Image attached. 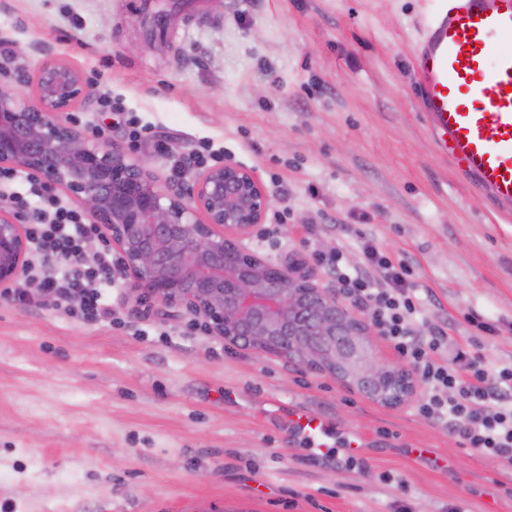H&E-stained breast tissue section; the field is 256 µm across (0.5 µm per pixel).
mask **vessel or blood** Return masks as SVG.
Here are the masks:
<instances>
[{"label": "vessel or blood", "instance_id": "b4317fda", "mask_svg": "<svg viewBox=\"0 0 512 512\" xmlns=\"http://www.w3.org/2000/svg\"><path fill=\"white\" fill-rule=\"evenodd\" d=\"M512 0H441L414 51L416 107L449 155L512 216ZM294 434L325 448L330 435L296 410Z\"/></svg>", "mask_w": 512, "mask_h": 512}]
</instances>
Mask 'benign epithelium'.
<instances>
[{
    "label": "benign epithelium",
    "instance_id": "benign-epithelium-1",
    "mask_svg": "<svg viewBox=\"0 0 512 512\" xmlns=\"http://www.w3.org/2000/svg\"><path fill=\"white\" fill-rule=\"evenodd\" d=\"M33 95L0 84V169H21L65 192L122 256L140 303L185 309L213 336L328 373L387 405L415 393L409 371L373 353L366 320L293 267L270 264L240 239L265 223L258 175L233 162L198 172L184 190L124 146L69 120L92 98L83 73L42 60ZM25 225L0 211V288L29 265Z\"/></svg>",
    "mask_w": 512,
    "mask_h": 512
}]
</instances>
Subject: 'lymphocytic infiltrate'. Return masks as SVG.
Instances as JSON below:
<instances>
[{
	"label": "lymphocytic infiltrate",
	"instance_id": "obj_1",
	"mask_svg": "<svg viewBox=\"0 0 512 512\" xmlns=\"http://www.w3.org/2000/svg\"><path fill=\"white\" fill-rule=\"evenodd\" d=\"M0 183L21 184V191L10 194L9 200L29 221L34 248L71 259L62 268L43 267L44 293L79 300L91 316H109L103 290L112 284V260L102 258L93 267L79 263L87 233L82 211L19 171L0 170ZM362 250L365 267L350 273L343 269V250L325 255L326 264L336 274L337 295L361 305L379 335L419 373L425 385L421 413L448 426L463 447L512 465V365L500 366L483 355L470 354L441 328L418 334V324L426 319L425 309L406 286V261L392 260L368 242Z\"/></svg>",
	"mask_w": 512,
	"mask_h": 512
}]
</instances>
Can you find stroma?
<instances>
[{
  "mask_svg": "<svg viewBox=\"0 0 512 512\" xmlns=\"http://www.w3.org/2000/svg\"><path fill=\"white\" fill-rule=\"evenodd\" d=\"M432 0H0L14 83L48 56L80 69L72 114L164 180L199 143L254 170L284 213L271 264L336 283L318 257L362 240L409 265L428 325L512 363V219L440 154L412 60ZM168 134V151L151 135ZM0 288V512H512V466L460 447L412 402L376 403L301 363L227 345L185 310L112 316ZM495 326V334L482 324ZM363 451L297 440L288 411Z\"/></svg>",
  "mask_w": 512,
  "mask_h": 512,
  "instance_id": "1",
  "label": "stroma"
}]
</instances>
